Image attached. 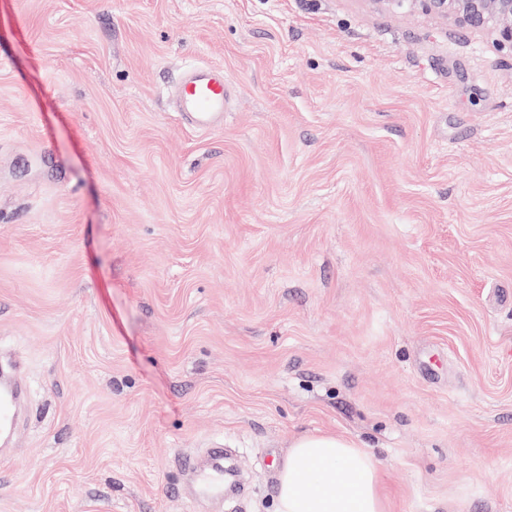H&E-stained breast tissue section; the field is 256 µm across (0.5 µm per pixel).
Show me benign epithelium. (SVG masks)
<instances>
[{
  "mask_svg": "<svg viewBox=\"0 0 512 512\" xmlns=\"http://www.w3.org/2000/svg\"><path fill=\"white\" fill-rule=\"evenodd\" d=\"M383 6L412 10L417 5L438 19L472 28L492 27L502 45L512 50V0H371Z\"/></svg>",
  "mask_w": 512,
  "mask_h": 512,
  "instance_id": "1",
  "label": "benign epithelium"
}]
</instances>
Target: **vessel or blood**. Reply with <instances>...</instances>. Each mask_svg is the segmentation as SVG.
<instances>
[{
  "mask_svg": "<svg viewBox=\"0 0 512 512\" xmlns=\"http://www.w3.org/2000/svg\"><path fill=\"white\" fill-rule=\"evenodd\" d=\"M228 85L219 65L188 67L173 91L177 112L195 129H211L224 122ZM27 387L12 373L0 375V442L12 444L16 436L17 408Z\"/></svg>",
  "mask_w": 512,
  "mask_h": 512,
  "instance_id": "b4317fda",
  "label": "vessel or blood"
}]
</instances>
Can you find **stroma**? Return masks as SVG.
<instances>
[{
    "label": "stroma",
    "mask_w": 512,
    "mask_h": 512,
    "mask_svg": "<svg viewBox=\"0 0 512 512\" xmlns=\"http://www.w3.org/2000/svg\"><path fill=\"white\" fill-rule=\"evenodd\" d=\"M0 351V512H211L212 440L273 512L307 432L386 512H512V53L372 0H0ZM228 92L222 66H190L173 91L176 111L193 129L220 126ZM27 392V387L13 373L0 376V440L1 446L13 444L16 436L17 408ZM4 443V444H3Z\"/></svg>",
    "instance_id": "1"
}]
</instances>
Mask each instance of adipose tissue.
I'll return each mask as SVG.
<instances>
[{
  "instance_id": "ef3b65f1",
  "label": "adipose tissue",
  "mask_w": 512,
  "mask_h": 512,
  "mask_svg": "<svg viewBox=\"0 0 512 512\" xmlns=\"http://www.w3.org/2000/svg\"><path fill=\"white\" fill-rule=\"evenodd\" d=\"M275 512H385L380 467L351 439L302 434L278 470Z\"/></svg>"
}]
</instances>
